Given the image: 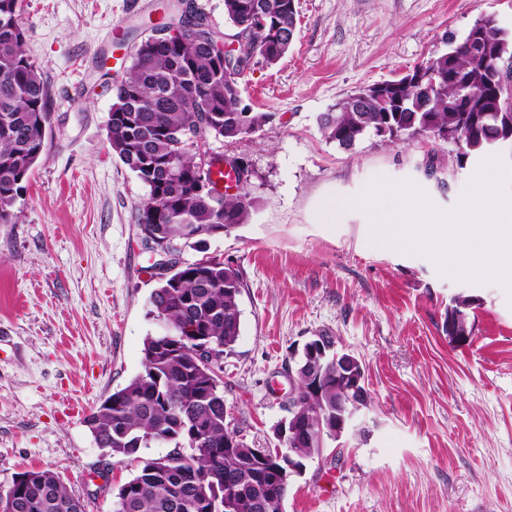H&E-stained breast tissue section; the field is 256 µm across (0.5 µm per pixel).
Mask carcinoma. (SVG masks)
<instances>
[{"label":"carcinoma","mask_w":512,"mask_h":512,"mask_svg":"<svg viewBox=\"0 0 512 512\" xmlns=\"http://www.w3.org/2000/svg\"><path fill=\"white\" fill-rule=\"evenodd\" d=\"M294 2L224 0L228 36L239 44L222 58L213 53L204 15L186 10L150 23L158 36L134 46L130 67L112 84L107 136L116 157L148 189L136 209L141 231L180 249L248 221L254 198L244 185L222 192L201 147L211 139L239 140L270 123V113L245 103L240 80L252 56L273 65L288 52L297 33ZM258 13L266 25L253 39ZM475 30L482 31L478 47L470 41ZM445 43L444 52L402 77L337 101L320 118L324 137L349 151L386 128L385 142L427 137L455 145L462 157L512 145V26L484 13L461 38ZM49 120L47 88L25 50L18 0H0V224L13 223L12 208L43 153ZM176 267L149 300V315L168 332L146 337L142 371L90 416L98 446L117 458L157 442L174 445L173 452L143 461L112 492V512H283L301 473L280 476L281 463L263 448L227 447L224 383L212 363L199 360L205 342L220 356L241 335L240 272L220 260H179ZM472 304L458 295L448 305V317L463 330H473ZM319 375V395L309 394L304 380L297 383L295 401L313 420L336 413V362L324 361ZM330 440L336 438H314L294 449L295 459L319 454ZM28 475L5 496L10 512H87V502L52 471Z\"/></svg>","instance_id":"obj_1"}]
</instances>
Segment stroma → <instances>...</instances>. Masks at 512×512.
Returning a JSON list of instances; mask_svg holds the SVG:
<instances>
[{
	"label": "stroma",
	"instance_id": "stroma-1",
	"mask_svg": "<svg viewBox=\"0 0 512 512\" xmlns=\"http://www.w3.org/2000/svg\"><path fill=\"white\" fill-rule=\"evenodd\" d=\"M298 35L275 65L241 87L273 121L209 152L244 160L257 205L204 251L237 267L242 331L221 361L232 424L252 448L273 443L295 387L293 349L314 336L361 361L370 403L362 432L328 445L290 487L285 512H512V297L496 282L440 273L428 257L374 241L348 208L377 177L412 181L434 206L459 203L481 160L455 146L369 136L329 142L320 116L360 86L394 79L440 53L483 13L512 20V0H297ZM25 48L42 68L45 149L0 224V495L17 474L55 471L89 512H112L111 489L154 444L118 460L88 418L143 369L157 285L136 207L147 189L107 137L116 51L132 53L160 0H19ZM434 157L441 180L426 178ZM340 203L324 224L322 206ZM475 300L470 342L447 331L455 295Z\"/></svg>",
	"mask_w": 512,
	"mask_h": 512
}]
</instances>
